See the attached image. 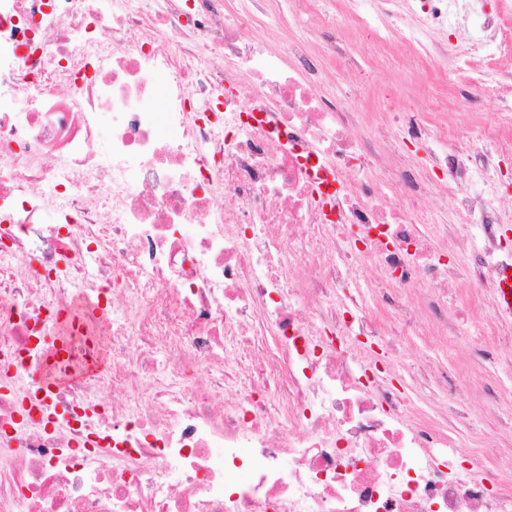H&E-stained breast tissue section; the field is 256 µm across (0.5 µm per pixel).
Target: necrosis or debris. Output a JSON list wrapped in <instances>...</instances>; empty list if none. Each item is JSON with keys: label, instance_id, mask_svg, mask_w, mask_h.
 I'll return each mask as SVG.
<instances>
[{"label": "necrosis or debris", "instance_id": "obj_1", "mask_svg": "<svg viewBox=\"0 0 512 512\" xmlns=\"http://www.w3.org/2000/svg\"><path fill=\"white\" fill-rule=\"evenodd\" d=\"M427 2L457 36H410L411 64H471L466 98L512 103V12ZM303 4L377 35L361 0ZM354 53L272 47L226 0H0V512H512L375 348L512 270L461 186L512 120L475 136L431 99L362 136L325 79H359ZM401 138L446 148L419 175ZM449 196L483 233L465 271L421 229ZM367 262L370 303L340 289Z\"/></svg>", "mask_w": 512, "mask_h": 512}]
</instances>
